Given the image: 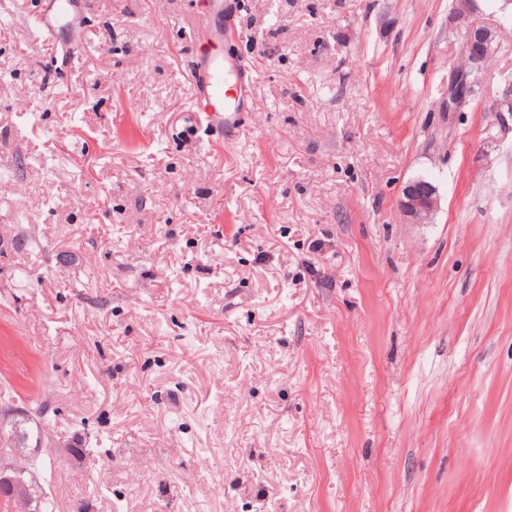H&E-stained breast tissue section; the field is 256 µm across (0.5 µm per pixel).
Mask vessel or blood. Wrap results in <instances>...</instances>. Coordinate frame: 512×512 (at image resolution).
I'll return each instance as SVG.
<instances>
[{"mask_svg":"<svg viewBox=\"0 0 512 512\" xmlns=\"http://www.w3.org/2000/svg\"><path fill=\"white\" fill-rule=\"evenodd\" d=\"M53 17L42 20L45 39H55L59 27L81 23L82 0H52ZM225 0H209L207 10L198 18L195 35L207 49L193 63L190 101L199 121L216 137L232 129L237 116L248 102L253 79L239 75L228 80L224 66Z\"/></svg>","mask_w":512,"mask_h":512,"instance_id":"obj_1","label":"vessel or blood"}]
</instances>
